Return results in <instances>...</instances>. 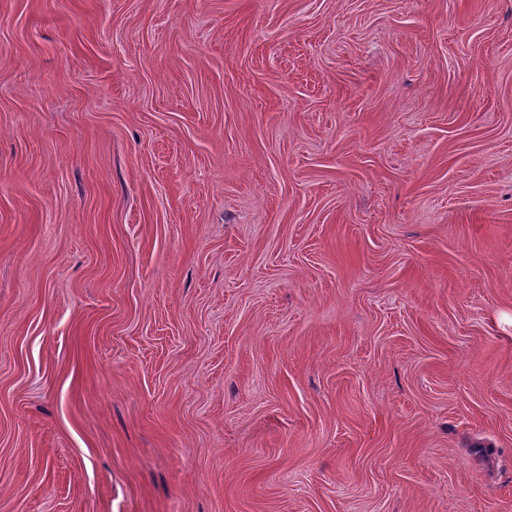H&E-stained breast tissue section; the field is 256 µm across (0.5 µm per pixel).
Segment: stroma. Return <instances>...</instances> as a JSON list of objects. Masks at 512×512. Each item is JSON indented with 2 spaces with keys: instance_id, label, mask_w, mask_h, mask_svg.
I'll return each mask as SVG.
<instances>
[{
  "instance_id": "stroma-1",
  "label": "stroma",
  "mask_w": 512,
  "mask_h": 512,
  "mask_svg": "<svg viewBox=\"0 0 512 512\" xmlns=\"http://www.w3.org/2000/svg\"><path fill=\"white\" fill-rule=\"evenodd\" d=\"M0 512H512V0H0Z\"/></svg>"
}]
</instances>
